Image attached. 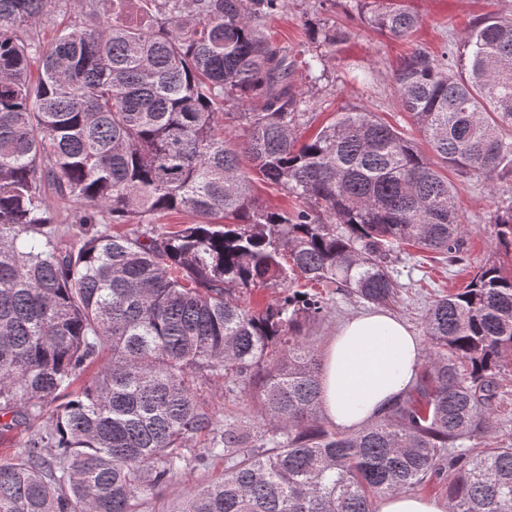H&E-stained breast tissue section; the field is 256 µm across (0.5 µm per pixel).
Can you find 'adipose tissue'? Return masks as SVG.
Returning a JSON list of instances; mask_svg holds the SVG:
<instances>
[{
    "instance_id": "adipose-tissue-1",
    "label": "adipose tissue",
    "mask_w": 512,
    "mask_h": 512,
    "mask_svg": "<svg viewBox=\"0 0 512 512\" xmlns=\"http://www.w3.org/2000/svg\"><path fill=\"white\" fill-rule=\"evenodd\" d=\"M422 360L419 337L398 318L373 311L345 320L325 357L324 415L343 430L362 427L408 393Z\"/></svg>"
}]
</instances>
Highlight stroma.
I'll list each match as a JSON object with an SVG mask.
<instances>
[{"label": "stroma", "mask_w": 512, "mask_h": 512, "mask_svg": "<svg viewBox=\"0 0 512 512\" xmlns=\"http://www.w3.org/2000/svg\"><path fill=\"white\" fill-rule=\"evenodd\" d=\"M422 22L403 40L386 37L359 14L354 0H288L282 11L270 16L265 29L275 41L298 50L311 49L310 32L317 27L346 31V40L336 50L323 54L324 77L319 83H302L311 104L314 125L331 122L336 113L364 109L392 124L410 138L422 153L430 148L410 115L403 112L391 78L401 59L414 46L438 53L457 40L470 20L487 12L512 14V0H413ZM371 72L363 81V72ZM464 214L462 234L464 261L447 267L429 254L409 248L396 268L402 284L401 301L391 314L401 318L415 335H422L425 306L440 293L464 287L477 267L492 261L512 264V257L497 247L495 211L499 201L512 199V178L487 180L476 174L448 171ZM322 316L304 326V334L317 358H324L337 326L344 320L370 311V304L342 294L326 298ZM200 394L211 407L217 424L234 423L247 432L266 430L272 423L261 411L258 384H234L216 378L203 382ZM224 459L209 456L192 474H182L158 494L144 499L140 512H178L183 500L196 487L222 478Z\"/></svg>", "instance_id": "1"}]
</instances>
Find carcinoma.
<instances>
[{"label":"carcinoma","mask_w":512,"mask_h":512,"mask_svg":"<svg viewBox=\"0 0 512 512\" xmlns=\"http://www.w3.org/2000/svg\"><path fill=\"white\" fill-rule=\"evenodd\" d=\"M67 2L0 0V438L22 435L0 462V512H139L205 464L203 433L229 467L181 512H373L447 470L448 512H512V446L463 445L501 406L512 271L488 263L429 305L414 393L355 432L321 422L303 336L325 302L299 279L387 306L402 246L461 261L448 178L366 110L300 141L297 73L316 83L324 70L264 32L287 0H145L154 29L124 23L122 0H78L44 44L37 24ZM356 4L396 38L421 24L397 0ZM313 40L334 48L345 34ZM393 79L446 167L512 174V17L478 16L455 51L411 48ZM238 126L242 139L226 136ZM256 179L297 206L269 209ZM49 189L71 203L63 228ZM176 211L196 222L161 230ZM495 224L512 249V204ZM270 284L277 303L240 304L237 292ZM261 371L282 442L218 427L198 393L208 377Z\"/></svg>","instance_id":"obj_1"}]
</instances>
